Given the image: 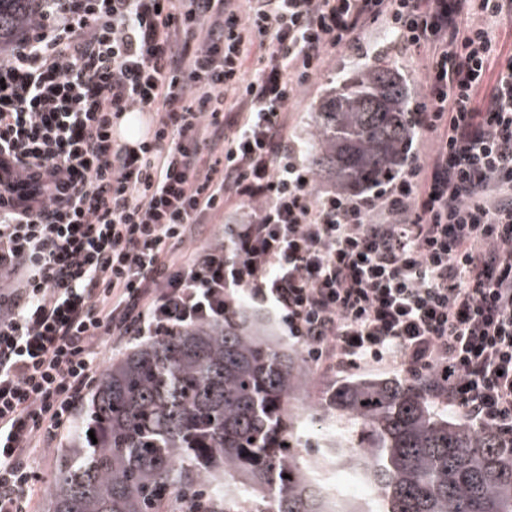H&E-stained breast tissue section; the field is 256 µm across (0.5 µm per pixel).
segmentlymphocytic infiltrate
Wrapping results in <instances>:
<instances>
[{"mask_svg": "<svg viewBox=\"0 0 512 512\" xmlns=\"http://www.w3.org/2000/svg\"><path fill=\"white\" fill-rule=\"evenodd\" d=\"M377 22L427 58L433 149L375 191H318L286 115ZM508 22L512 0H49L0 54V512L101 374L97 340L223 319L236 292L312 364L428 375L511 447ZM131 112L155 118L119 142ZM215 219L227 241L194 245Z\"/></svg>", "mask_w": 512, "mask_h": 512, "instance_id": "obj_1", "label": "lymphocytic infiltrate"}]
</instances>
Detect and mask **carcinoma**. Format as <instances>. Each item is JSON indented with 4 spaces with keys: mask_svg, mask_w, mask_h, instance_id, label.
Segmentation results:
<instances>
[{
    "mask_svg": "<svg viewBox=\"0 0 512 512\" xmlns=\"http://www.w3.org/2000/svg\"><path fill=\"white\" fill-rule=\"evenodd\" d=\"M41 3L0 0V52L41 20ZM410 112L398 65L358 64L313 111L316 175L351 190L399 171ZM307 387L303 354L243 304L141 345L92 390L46 484L47 512H512V449L439 412L422 382L337 384L326 398L336 442L314 460L293 406ZM330 454L375 501L329 494L315 465Z\"/></svg>",
    "mask_w": 512,
    "mask_h": 512,
    "instance_id": "carcinoma-1",
    "label": "carcinoma"
}]
</instances>
